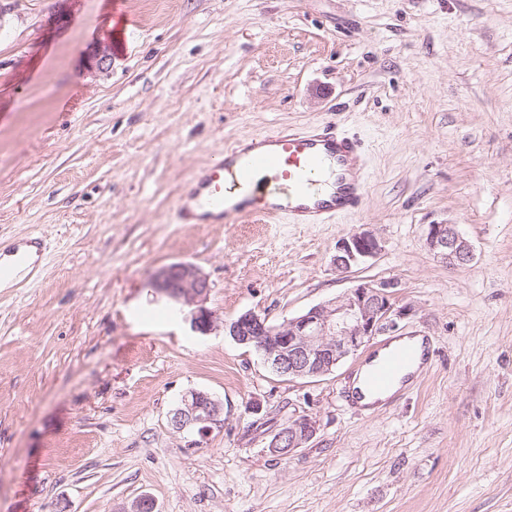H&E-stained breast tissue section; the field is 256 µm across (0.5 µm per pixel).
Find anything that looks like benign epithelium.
Returning <instances> with one entry per match:
<instances>
[{
  "label": "benign epithelium",
  "mask_w": 512,
  "mask_h": 512,
  "mask_svg": "<svg viewBox=\"0 0 512 512\" xmlns=\"http://www.w3.org/2000/svg\"><path fill=\"white\" fill-rule=\"evenodd\" d=\"M109 60L111 51L106 45L94 47L89 54L93 68L101 69ZM425 246L452 268L467 266L474 260L471 243L455 224L428 225ZM381 250L377 235L362 227L338 241L333 264L337 272L349 273L374 259ZM151 286L191 307L187 319L193 331H212L214 314L204 306L210 285L198 267L187 262L171 263L151 279ZM393 287L392 281L360 283L278 325L247 311L224 325V329L239 344L258 352L276 374L290 380L317 379L331 374L374 337L398 329L406 311L392 303ZM170 424L176 431L194 437L191 444L198 446L224 425V405L207 391L190 390L171 412ZM317 430L316 419L293 417L275 432L268 451L286 458L305 447Z\"/></svg>",
  "instance_id": "obj_1"
}]
</instances>
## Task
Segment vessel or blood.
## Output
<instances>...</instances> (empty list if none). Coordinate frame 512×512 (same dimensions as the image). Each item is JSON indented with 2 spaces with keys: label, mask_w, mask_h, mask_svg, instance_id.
Listing matches in <instances>:
<instances>
[{
  "label": "vessel or blood",
  "mask_w": 512,
  "mask_h": 512,
  "mask_svg": "<svg viewBox=\"0 0 512 512\" xmlns=\"http://www.w3.org/2000/svg\"><path fill=\"white\" fill-rule=\"evenodd\" d=\"M366 153L360 138L332 122L234 140L225 145L221 160L193 176L179 199L175 220L235 224L257 217L329 224L339 216L360 214L368 188ZM416 358L410 345L381 357L367 376L368 388L389 390Z\"/></svg>",
  "instance_id": "vessel-or-blood-1"
}]
</instances>
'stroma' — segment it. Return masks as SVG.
<instances>
[{
  "label": "stroma",
  "instance_id": "obj_1",
  "mask_svg": "<svg viewBox=\"0 0 512 512\" xmlns=\"http://www.w3.org/2000/svg\"><path fill=\"white\" fill-rule=\"evenodd\" d=\"M0 0V239L38 237L0 288V512H512V0ZM335 121L367 147L368 197L331 224H179L191 175L242 135ZM458 225L471 266L425 246ZM380 254L336 272L359 227ZM207 277L214 330L147 285ZM395 281V338L427 367L366 413L360 357L290 380L224 332ZM224 404L199 448L183 393ZM260 402V413L247 411ZM318 422L285 459L291 417ZM317 420L306 416H297L279 428L268 443V451L275 457L288 458L298 448H303L316 435Z\"/></svg>",
  "mask_w": 512,
  "mask_h": 512
}]
</instances>
